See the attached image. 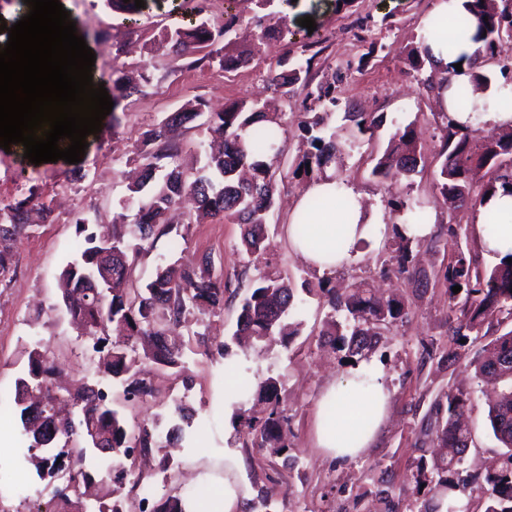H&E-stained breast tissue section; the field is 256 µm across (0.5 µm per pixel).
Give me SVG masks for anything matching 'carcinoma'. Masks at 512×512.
<instances>
[{"mask_svg":"<svg viewBox=\"0 0 512 512\" xmlns=\"http://www.w3.org/2000/svg\"><path fill=\"white\" fill-rule=\"evenodd\" d=\"M187 12L197 18L189 27L167 29L155 40L173 67L180 68L202 48H210L208 58L218 62L224 71L247 62L253 50L230 53L225 48L212 49L216 37L227 34L242 17L226 14L224 24L215 27L208 18L203 0H186ZM469 12L477 20L476 37L484 43L482 54L473 62L477 69L476 81L489 87L492 84L491 67L501 57L504 47L512 44V0H505L501 8L492 6V0H471ZM261 28V38H282L289 29L285 17L276 11L255 17ZM451 42L469 37L470 22L463 15L448 16ZM321 41L313 40L302 45V52L309 53L305 65L286 68L288 60L278 62L282 71L269 70V82L274 89L301 84L307 89L311 104L329 103L336 107V87L332 83L312 84L309 77L312 62L322 52ZM406 74L414 78L430 93L435 90L432 76L425 75L428 50L418 43L400 51ZM441 123L440 160L436 185L444 204L455 209L467 204H481L485 196L498 188H512V133L481 140L477 129L456 127L448 123L441 113H436ZM206 119L204 130L223 141V150L206 157L194 176L185 174L174 164L180 150L168 134L193 123L197 118ZM345 118L349 125L340 131H328L320 112H305L299 121L301 148L293 166L294 178L309 182L323 173L336 158V137L347 140L361 136L373 138L382 119L370 113L356 112L345 105ZM288 134V123L278 113H268L258 104L233 101L220 110L209 111L206 104L197 100L187 103L170 114L160 124L144 131L135 145L133 161L140 164V179L128 186V202L136 210L134 222L125 223V215L113 219L111 241L97 237L82 215L75 218L76 233L84 236L85 246L79 259L69 264L61 273L58 287L61 300L74 323L92 340L91 366L116 380L122 387L124 400L135 401L150 393L145 380L139 377L138 366L144 359L164 365H177L180 355L166 344L165 327L186 321L195 313L214 312L224 307V272H216L210 256L198 260H176L158 268L141 281L133 293L121 289L131 280L144 245H155L172 232L167 215L183 196L193 199L196 208L195 222L222 219L244 226L242 246L249 255H261L267 248L269 236L268 215L274 204L276 170L283 137ZM418 133L412 125L396 129L383 154L377 159L372 174L388 178L394 171L408 174L425 166V159L417 148ZM484 169L487 181L476 191L471 173ZM149 192H144L148 184ZM393 211L409 214L415 224L429 220L424 203L405 197L387 199ZM31 209L50 211L42 199L39 187L32 184L22 198L0 200V284L13 271V253L10 244L22 236L28 224ZM460 233L448 225V239L456 248L443 273L450 291V309L455 313L458 327L455 334L466 330L481 335L485 322L501 316L512 321V263L491 269L480 267L478 260L467 248L458 244ZM413 239L399 229H393L385 246L398 269L407 270L410 246ZM112 283V292L102 285L95 287L91 280ZM327 280L318 282V291L330 309L324 322L323 335L334 346L348 350L349 356L364 355L377 345V329L390 328L407 315L408 302L400 299L381 301L356 288L350 294L326 287ZM459 285L461 291L451 288ZM294 303L290 278L278 272L259 273L251 282L249 293L243 298L237 318V333L261 340L267 336H295L301 323L290 320L289 311ZM118 322L128 331L130 344H112L107 336L108 324ZM484 357L478 362L477 374L487 380L501 383L498 399L490 407L488 418L496 440L503 451L496 466L487 471L476 490L484 501V512H512V330L489 341L483 349ZM56 368L46 358L41 346L28 352L27 370L16 384L15 405L27 438L24 459L33 465L39 480L54 478L57 459L65 455L81 477L76 489L58 497L55 512H83V499L92 484V472H97L113 484L112 501L104 503L99 512H122L120 490L128 471L123 459L131 449L149 450L159 441L151 428L144 425L138 435L130 436L120 412L107 401V394L92 386L80 387L70 395L75 404L81 405L80 426L72 430L63 422L56 426V436L48 437L30 428L32 404L45 400L50 406L57 399L53 392ZM277 382L267 379L259 385V398L269 405L263 417L252 416L246 421V434L251 442L270 450L273 455H283L288 445L283 440V429L288 417L277 405ZM446 402L436 403V414L447 408L445 423L434 422L437 437L444 453L431 465L424 460L417 463L419 484L427 485L428 473L437 474L436 485L448 487L447 475L457 470L471 442L468 428L460 417L468 397L461 391H450Z\"/></svg>","mask_w":512,"mask_h":512,"instance_id":"obj_1","label":"carcinoma"}]
</instances>
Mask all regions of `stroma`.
<instances>
[{
	"mask_svg": "<svg viewBox=\"0 0 512 512\" xmlns=\"http://www.w3.org/2000/svg\"><path fill=\"white\" fill-rule=\"evenodd\" d=\"M180 2L144 0L143 8L128 13L106 8L103 0H64L78 34L95 53L101 81L109 85L126 75H143L147 78L144 92L115 99L100 132L87 136L88 146L79 163L58 160L37 165L25 158L22 148H0V193L14 198L22 188L35 184L52 209L13 242L15 274L8 286L0 285V421L10 429L9 446L0 450V507L5 512L56 509L51 487L30 472L20 455L23 428L13 399L16 381L27 368L29 349L42 344L63 367L58 395H67L75 384L97 380L84 361L89 340L72 327L57 297L61 271L83 249L74 220L83 214L91 218L93 230L111 228L113 216L123 212L128 197L124 173L136 139L184 104L200 98L218 109L228 99L261 97L273 111L283 113L293 132L304 110L303 94L298 91L293 98H281L268 90L266 74L282 57L300 58L308 36L319 37L325 49L314 61L316 78L335 81L341 101L339 108L327 114L329 127L344 126L346 102L384 120L379 141L370 143L362 137L345 144L342 166H329V173H341L363 193L381 223L397 221L386 201L402 192L425 202L435 233L447 236L453 222L468 232L464 245L478 247L469 232L473 206L451 212L442 203L434 175L439 150L432 117L435 105L405 75L400 56L401 48L419 33L435 0H350L345 6L337 0H289L281 7L288 38L262 45L248 64L228 72L205 61L175 69L162 52L152 50L163 29L185 22ZM306 16L313 18L315 31L301 27ZM366 40L382 46L367 60L362 57ZM410 123L422 131L424 172L386 181L373 178L371 169L386 138L395 127ZM304 189V183L291 177L279 181L278 202L269 217L272 234L254 267H247L241 252V225L194 223L187 203L171 213L175 232L143 257L136 270L140 276L151 274L163 262L212 256L224 264L226 289L223 309L190 318L187 326L178 328L175 342L182 352L183 369L146 364L151 393L136 403L124 402L120 388L112 390L128 429L135 432L149 426L163 443L174 406L183 405L192 413L182 444L164 443L147 461L137 453L125 459L130 475L123 490V512H151L173 495L199 500L202 491L223 481L228 448L241 457L237 478L249 487L251 496L277 488L269 512H430L439 496L418 488L416 465L439 452L434 435L425 428L435 414L436 399L451 387L469 394L466 415L473 442L462 464L464 472L482 475L496 458L499 448L487 418L485 387L475 376L482 340H457L443 279L417 287L412 273L384 270L388 255L375 246L365 249L353 266L336 271L331 283L339 288L350 283L380 288L411 304L403 322L383 332L369 355L391 389L389 416L373 448L357 460H331L315 448L316 400L326 383L344 371L345 363L325 346L320 334L327 307L318 295L301 289L303 280L315 282L320 275L307 268L288 244L291 207ZM260 269L288 275L296 290L292 316L302 327L289 345L273 340L243 348L231 342L239 304ZM224 344L229 347L225 355L219 352ZM246 372L258 381L272 377L279 382L280 406L289 418L286 456L271 455L268 449L246 442L242 418L253 407L251 393L241 395V420L224 418V400Z\"/></svg>",
	"mask_w": 512,
	"mask_h": 512,
	"instance_id": "35a3bbf8",
	"label": "stroma"
}]
</instances>
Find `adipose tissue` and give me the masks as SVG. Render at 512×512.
<instances>
[{"mask_svg":"<svg viewBox=\"0 0 512 512\" xmlns=\"http://www.w3.org/2000/svg\"><path fill=\"white\" fill-rule=\"evenodd\" d=\"M428 46L438 65L454 71L455 82L468 83L478 43L466 40L455 48H447L437 40ZM497 87L476 90L473 94L476 111H458L453 94L441 90L436 107L449 120L476 126L479 124L507 130L512 128V112L500 111L496 100ZM320 198L324 207L307 211V200ZM498 211L503 215L496 230H487L485 215ZM377 214L369 207L363 194L325 176L311 183L299 196L290 212L289 243L293 252L319 272L340 270L351 265L360 255L363 242L372 240ZM305 224L306 234H298V224ZM472 228L477 236L483 257L499 264L512 257V194L500 192L485 199L473 214ZM390 391L382 372L369 364L347 367L322 390L315 423V444L323 456L352 460L372 447L382 424L388 417ZM240 461L232 450L224 452V483L217 491L215 503L200 509L194 502L184 505L185 512H243L248 492L238 483L234 473Z\"/></svg>","mask_w":512,"mask_h":512,"instance_id":"adipose-tissue-1","label":"adipose tissue"}]
</instances>
